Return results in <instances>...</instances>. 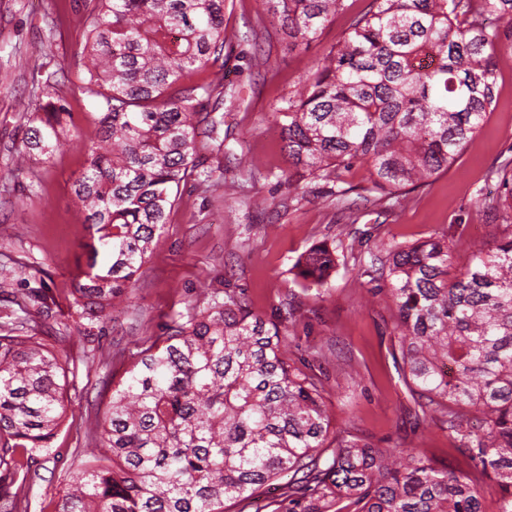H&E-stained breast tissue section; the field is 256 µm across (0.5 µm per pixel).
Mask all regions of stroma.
<instances>
[{
  "label": "stroma",
  "mask_w": 512,
  "mask_h": 512,
  "mask_svg": "<svg viewBox=\"0 0 512 512\" xmlns=\"http://www.w3.org/2000/svg\"><path fill=\"white\" fill-rule=\"evenodd\" d=\"M355 0L310 46L295 45L265 0H226L224 25V149L205 164L222 173L229 190L182 187L156 253L129 298L115 301L92 332L70 315L77 264L85 262L90 229L70 194L86 157L76 146L51 159L31 157L15 170L26 118L44 98L47 73L65 68L62 90L71 120L84 140L97 130L91 102L78 86L83 76L78 19L89 0H0V269L26 266L57 302L52 312L29 309L43 335L66 328L56 343L78 368L67 389V419L48 455L32 468L29 512L58 501L64 475L88 445L87 430L109 403V383L124 377L130 355L164 335L176 313L201 304L210 292H234L265 319L288 304L305 315L291 325L286 354L295 365L320 368L325 403L335 430L348 429L380 448H412L437 465L461 460L446 429L418 416L393 354L395 311L377 292L361 263L368 251L410 243L451 224L463 227L456 267L473 246H492L498 229L478 201L488 171L512 154V66L503 68L498 95L482 128L458 161L409 190L405 206L389 207L369 189L367 165L341 171L336 187L295 173L283 151L275 104L293 95L314 60L339 40ZM336 244L340 266L325 292L304 288L293 265L313 243Z\"/></svg>",
  "instance_id": "stroma-1"
}]
</instances>
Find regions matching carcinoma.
Returning <instances> with one entry per match:
<instances>
[{
    "instance_id": "cac0c4a2",
    "label": "carcinoma",
    "mask_w": 512,
    "mask_h": 512,
    "mask_svg": "<svg viewBox=\"0 0 512 512\" xmlns=\"http://www.w3.org/2000/svg\"><path fill=\"white\" fill-rule=\"evenodd\" d=\"M93 2L79 25L98 139L72 138L53 72L18 148L49 157L69 140L85 152L72 193L93 235L70 308L90 323L131 293L181 186H225L203 155L221 150L212 113L224 104L227 41L224 0ZM350 8L274 0L305 45ZM511 61L512 0H370L274 107L284 150L302 177L326 183L363 162L371 190L400 206L406 187L457 161ZM209 68L213 79L191 80ZM489 176L501 192L481 203L505 227L494 248L457 271L448 231L435 230L370 253L365 269L395 306L404 383L467 470L330 436L321 378L284 356L287 327L226 291L133 354L55 512H224L227 502L239 512H486L488 494L496 512H512V157ZM337 266V247L323 242L294 269L320 290ZM3 307L0 512H27L32 466L66 419L69 377L26 305L6 295Z\"/></svg>"
}]
</instances>
